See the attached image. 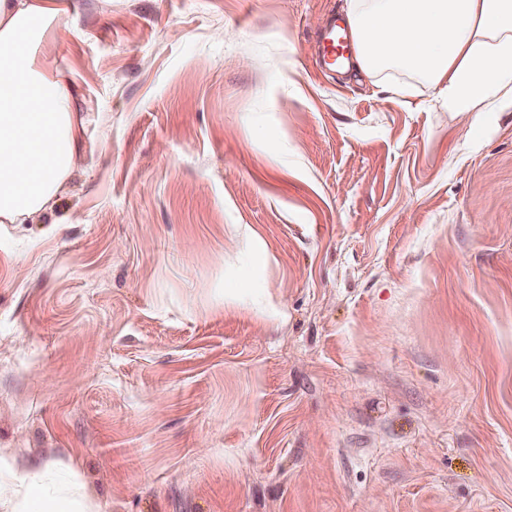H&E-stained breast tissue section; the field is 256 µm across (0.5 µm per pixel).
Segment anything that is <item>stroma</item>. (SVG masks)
Segmentation results:
<instances>
[{
	"instance_id": "1",
	"label": "stroma",
	"mask_w": 512,
	"mask_h": 512,
	"mask_svg": "<svg viewBox=\"0 0 512 512\" xmlns=\"http://www.w3.org/2000/svg\"><path fill=\"white\" fill-rule=\"evenodd\" d=\"M59 2L85 150L0 224V479L512 512V112L321 65L344 0Z\"/></svg>"
}]
</instances>
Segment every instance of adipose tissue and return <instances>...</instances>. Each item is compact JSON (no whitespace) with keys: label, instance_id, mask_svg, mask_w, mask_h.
<instances>
[{"label":"adipose tissue","instance_id":"adipose-tissue-1","mask_svg":"<svg viewBox=\"0 0 512 512\" xmlns=\"http://www.w3.org/2000/svg\"><path fill=\"white\" fill-rule=\"evenodd\" d=\"M55 0H0V224L51 212L82 146L74 85L57 66ZM360 69L402 71L448 97L453 112L512 110V0H348ZM15 512H92L79 491L0 480Z\"/></svg>","mask_w":512,"mask_h":512}]
</instances>
